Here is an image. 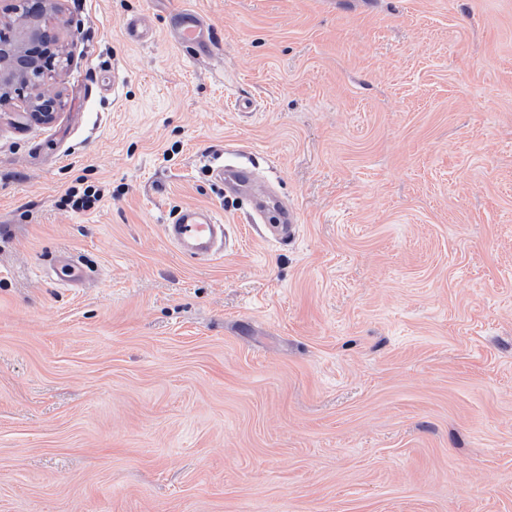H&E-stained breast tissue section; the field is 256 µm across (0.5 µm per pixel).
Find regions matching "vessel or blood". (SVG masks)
I'll use <instances>...</instances> for the list:
<instances>
[{
	"label": "vessel or blood",
	"instance_id": "1",
	"mask_svg": "<svg viewBox=\"0 0 512 512\" xmlns=\"http://www.w3.org/2000/svg\"><path fill=\"white\" fill-rule=\"evenodd\" d=\"M125 36L136 43L149 42L153 29L145 16L133 15L123 25ZM171 30L176 42L194 48L200 57L216 60L217 34L196 9L182 6L171 14ZM212 173L225 189L254 200L268 197V188L256 172L240 165H217ZM299 224L298 213L289 204H282L280 222L272 226V234L282 239L294 237ZM164 235L178 251L195 260L213 257L229 238L222 217L212 208L186 206L179 209L164 226Z\"/></svg>",
	"mask_w": 512,
	"mask_h": 512
}]
</instances>
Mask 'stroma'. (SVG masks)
<instances>
[{"instance_id": "obj_1", "label": "stroma", "mask_w": 512, "mask_h": 512, "mask_svg": "<svg viewBox=\"0 0 512 512\" xmlns=\"http://www.w3.org/2000/svg\"><path fill=\"white\" fill-rule=\"evenodd\" d=\"M59 6L57 118L0 108V512H512V0ZM188 205L222 255L166 240ZM171 31L180 46L194 48L199 57L217 61V34L196 9L182 6L171 13ZM125 36L136 43H148L153 37V29L148 19L142 15L127 18L123 25ZM217 181L224 186V192L232 190L239 196H246L253 200L269 196V189L260 181L256 172L240 165H217L212 169ZM100 192L99 189L89 185L82 188V190L76 188L69 189L67 196L74 210H88L102 200L103 196ZM280 224H276L270 228L272 234L280 239L293 238L297 232L299 218L298 213L290 204L280 203ZM164 235L178 251L191 259L207 260L229 241L222 217L212 208L185 206L164 224Z\"/></svg>"}]
</instances>
